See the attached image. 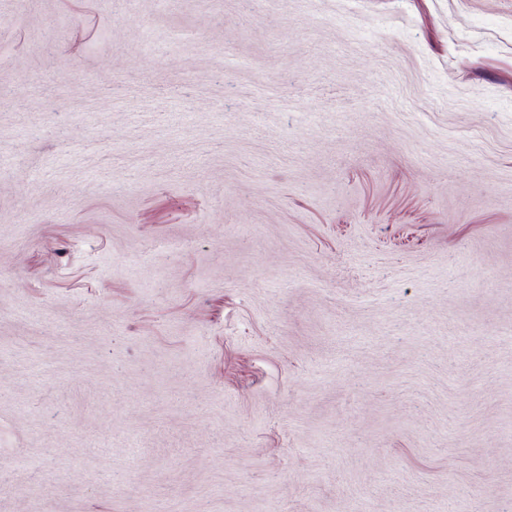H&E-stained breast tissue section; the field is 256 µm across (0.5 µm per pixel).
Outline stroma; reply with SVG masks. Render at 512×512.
<instances>
[{
	"mask_svg": "<svg viewBox=\"0 0 512 512\" xmlns=\"http://www.w3.org/2000/svg\"><path fill=\"white\" fill-rule=\"evenodd\" d=\"M0 512H512V0H0Z\"/></svg>",
	"mask_w": 512,
	"mask_h": 512,
	"instance_id": "stroma-1",
	"label": "stroma"
}]
</instances>
